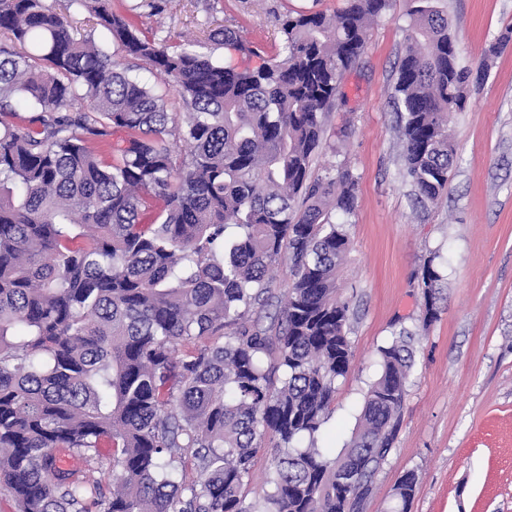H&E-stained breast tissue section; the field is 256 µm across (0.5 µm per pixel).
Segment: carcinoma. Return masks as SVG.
Listing matches in <instances>:
<instances>
[{
    "label": "carcinoma",
    "instance_id": "obj_1",
    "mask_svg": "<svg viewBox=\"0 0 512 512\" xmlns=\"http://www.w3.org/2000/svg\"><path fill=\"white\" fill-rule=\"evenodd\" d=\"M70 2L110 47L46 0H0V483L17 512H362L401 427L416 334L378 349L359 424L331 455L319 441L352 356L351 240L331 212H354L357 179L311 167L390 0L290 16L283 59L245 71L146 35L109 0ZM413 2L393 106L405 176L435 202L457 160L449 115L512 29L463 66L448 17ZM209 41L248 49L229 28ZM122 58L177 87L182 111ZM442 281L429 259L424 332ZM102 447L108 493L60 465L61 449L89 464ZM417 484L400 476L390 512H410Z\"/></svg>",
    "mask_w": 512,
    "mask_h": 512
}]
</instances>
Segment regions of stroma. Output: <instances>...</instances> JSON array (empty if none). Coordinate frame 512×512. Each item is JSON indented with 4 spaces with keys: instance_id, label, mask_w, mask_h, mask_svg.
I'll use <instances>...</instances> for the list:
<instances>
[{
    "instance_id": "stroma-1",
    "label": "stroma",
    "mask_w": 512,
    "mask_h": 512,
    "mask_svg": "<svg viewBox=\"0 0 512 512\" xmlns=\"http://www.w3.org/2000/svg\"><path fill=\"white\" fill-rule=\"evenodd\" d=\"M448 15L460 59L477 65L512 28V0H434ZM347 0H112L113 11L177 43L197 40L224 65L254 69L281 51L282 21L300 11L340 14ZM409 0H390L369 28L326 124L313 174L344 164L357 206L343 296L350 302L352 358L337 383L323 443L340 451L375 378L377 349L423 312L422 267L444 275L440 314L414 343L395 448L374 478L363 512H386L397 479L417 469L410 512H512V44L490 61L481 89L448 120L458 162L441 199L417 203L404 177L390 107L410 28ZM228 27L260 49L213 47Z\"/></svg>"
}]
</instances>
